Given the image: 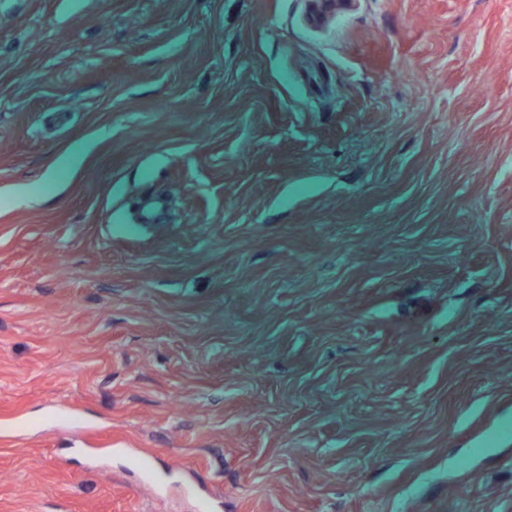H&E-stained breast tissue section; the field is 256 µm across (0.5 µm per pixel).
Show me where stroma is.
<instances>
[{
	"mask_svg": "<svg viewBox=\"0 0 512 512\" xmlns=\"http://www.w3.org/2000/svg\"><path fill=\"white\" fill-rule=\"evenodd\" d=\"M0 0V512H512V0Z\"/></svg>",
	"mask_w": 512,
	"mask_h": 512,
	"instance_id": "35a3bbf8",
	"label": "stroma"
}]
</instances>
